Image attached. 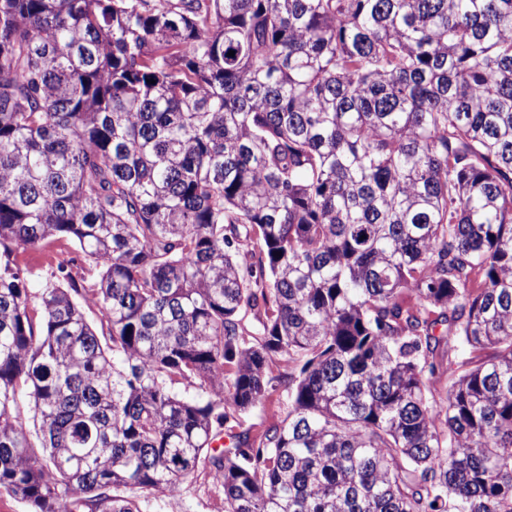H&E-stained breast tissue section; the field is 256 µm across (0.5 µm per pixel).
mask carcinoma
<instances>
[{
    "mask_svg": "<svg viewBox=\"0 0 512 512\" xmlns=\"http://www.w3.org/2000/svg\"><path fill=\"white\" fill-rule=\"evenodd\" d=\"M278 355L284 417L213 447ZM200 468L224 512H512V0H0V494ZM73 242L66 239L56 240L46 246L22 252L17 257V264L23 270H30L49 277L56 271L57 265L68 260L77 252Z\"/></svg>",
    "mask_w": 512,
    "mask_h": 512,
    "instance_id": "carcinoma-1",
    "label": "carcinoma"
}]
</instances>
